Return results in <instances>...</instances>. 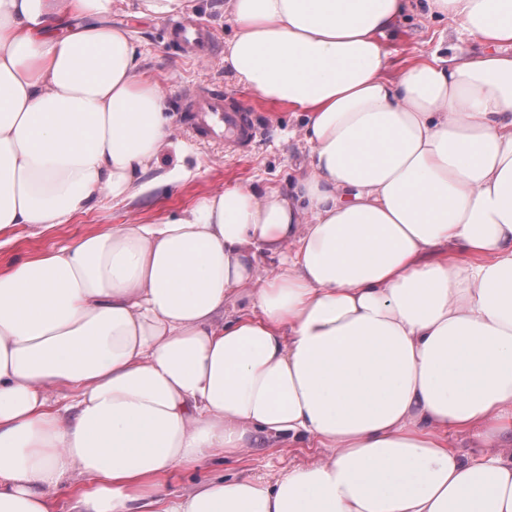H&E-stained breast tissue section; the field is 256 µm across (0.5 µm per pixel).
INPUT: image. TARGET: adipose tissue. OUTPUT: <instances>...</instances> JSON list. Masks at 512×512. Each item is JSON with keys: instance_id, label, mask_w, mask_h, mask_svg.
Returning <instances> with one entry per match:
<instances>
[{"instance_id": "ef3b65f1", "label": "adipose tissue", "mask_w": 512, "mask_h": 512, "mask_svg": "<svg viewBox=\"0 0 512 512\" xmlns=\"http://www.w3.org/2000/svg\"><path fill=\"white\" fill-rule=\"evenodd\" d=\"M124 2L0 0V234L132 200L183 159L109 21ZM415 10L486 51L389 75ZM224 15L225 69L296 115L303 162L287 191H212L0 269V512H53L65 483L76 512H512V0ZM305 442L320 455L274 481L164 491Z\"/></svg>"}]
</instances>
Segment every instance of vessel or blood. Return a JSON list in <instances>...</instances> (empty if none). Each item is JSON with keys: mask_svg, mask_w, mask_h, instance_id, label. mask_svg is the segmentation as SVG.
Masks as SVG:
<instances>
[{"mask_svg": "<svg viewBox=\"0 0 512 512\" xmlns=\"http://www.w3.org/2000/svg\"><path fill=\"white\" fill-rule=\"evenodd\" d=\"M176 44L182 52L196 55L211 50L213 37L207 25L198 20L178 19L170 24ZM192 126L196 133L223 143L225 149L236 151L248 147L259 128L249 107L223 91L205 90L189 104Z\"/></svg>", "mask_w": 512, "mask_h": 512, "instance_id": "1", "label": "vessel or blood"}]
</instances>
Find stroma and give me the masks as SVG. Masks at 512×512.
<instances>
[{
	"instance_id": "stroma-1",
	"label": "stroma",
	"mask_w": 512,
	"mask_h": 512,
	"mask_svg": "<svg viewBox=\"0 0 512 512\" xmlns=\"http://www.w3.org/2000/svg\"><path fill=\"white\" fill-rule=\"evenodd\" d=\"M193 14L213 32L215 47L205 58H189L169 42L166 23L133 13L132 5L113 12L112 23L127 26L145 49V73L148 78L171 91L172 123L177 137L189 148L185 163L187 178L167 183L166 175L175 160L163 157L147 174L156 190L125 203L101 202L94 209L76 215L71 223L46 231L17 225L8 244L0 247V265L59 248L79 237L101 232L121 224H149L189 207L200 195L235 185L249 184L257 189L287 188L302 158V142L292 133L298 122L286 107L258 99L238 86L224 70V45L234 34L224 17V0H199ZM389 75H396L407 62L432 54L467 57L483 51V43L474 36L456 35L445 19L431 18L415 11L409 13L389 36ZM210 87L248 101L261 127L260 134L247 147L232 152L223 145L196 136L190 128V114L184 109L188 96L196 89ZM310 448H254L224 464H207L192 471H178L168 480V492H186L195 481L219 477H259L274 480L288 468L309 461Z\"/></svg>"
}]
</instances>
